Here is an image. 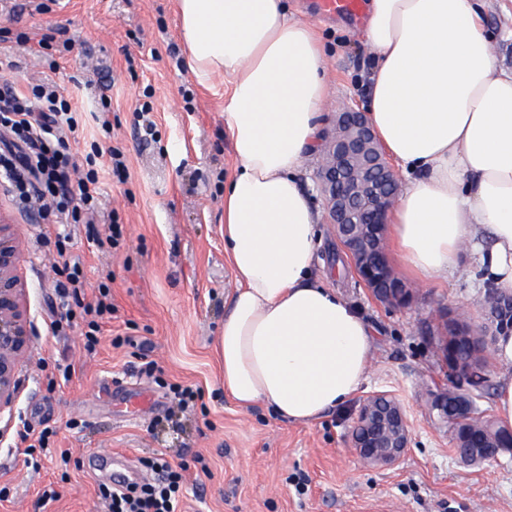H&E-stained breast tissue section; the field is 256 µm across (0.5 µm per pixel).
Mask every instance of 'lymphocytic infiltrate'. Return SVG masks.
Returning <instances> with one entry per match:
<instances>
[{
	"label": "lymphocytic infiltrate",
	"mask_w": 512,
	"mask_h": 512,
	"mask_svg": "<svg viewBox=\"0 0 512 512\" xmlns=\"http://www.w3.org/2000/svg\"><path fill=\"white\" fill-rule=\"evenodd\" d=\"M77 128L76 111L55 82L0 89V182L7 184L19 211H37L42 220L57 224L92 222L99 205V153L75 158L69 137ZM53 271L59 307L51 314L50 332H62L74 318H82L88 326L83 347L95 351L99 321L113 313L109 286L100 285L96 301L76 311L71 302L85 284L80 264L61 250ZM144 465L157 473L155 482L123 490L100 486L109 512H176L185 465L160 457Z\"/></svg>",
	"instance_id": "lymphocytic-infiltrate-1"
}]
</instances>
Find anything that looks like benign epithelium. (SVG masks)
Returning a JSON list of instances; mask_svg holds the SVG:
<instances>
[{
	"mask_svg": "<svg viewBox=\"0 0 512 512\" xmlns=\"http://www.w3.org/2000/svg\"><path fill=\"white\" fill-rule=\"evenodd\" d=\"M324 158L317 170V188L323 198L327 223L349 257L354 270L372 294L390 307L407 305V290L391 289L387 266L378 254L385 238L386 214L396 194V171L368 124L366 114L351 104L336 113L324 135ZM22 250L12 225L0 221V421L11 423L18 394L17 371L30 352L32 328L24 305L17 267ZM484 319L477 328H457L444 315L448 329L464 332L474 344L488 346L502 333L512 314V297L489 290L482 299ZM352 447L367 464L394 465L410 444L402 406L379 393L364 400L351 430ZM512 448H478L469 464L496 460Z\"/></svg>",
	"mask_w": 512,
	"mask_h": 512,
	"instance_id": "obj_1",
	"label": "benign epithelium"
}]
</instances>
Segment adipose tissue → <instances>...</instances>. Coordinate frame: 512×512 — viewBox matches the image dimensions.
I'll return each instance as SVG.
<instances>
[{"label": "adipose tissue", "instance_id": "ef3b65f1", "mask_svg": "<svg viewBox=\"0 0 512 512\" xmlns=\"http://www.w3.org/2000/svg\"><path fill=\"white\" fill-rule=\"evenodd\" d=\"M176 11L198 82L228 81L224 395L311 424L357 395L374 336L314 269L319 213L297 177L323 127L322 38L287 0H176ZM364 40L366 115L402 173L387 215L395 258L429 286L466 264L478 287L512 294V70L480 0H369Z\"/></svg>", "mask_w": 512, "mask_h": 512}]
</instances>
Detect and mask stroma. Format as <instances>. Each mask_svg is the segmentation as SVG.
Instances as JSON below:
<instances>
[{"label": "stroma", "instance_id": "obj_1", "mask_svg": "<svg viewBox=\"0 0 512 512\" xmlns=\"http://www.w3.org/2000/svg\"><path fill=\"white\" fill-rule=\"evenodd\" d=\"M0 22V51L18 63L0 72V84L25 87L54 77L81 114L71 143L77 156L91 145L123 147L128 178L103 177L93 225L71 224L67 255L79 260L84 302H95L109 282L112 318L100 322L94 353L83 349L87 329L75 319L65 333L46 324L56 305L52 264L57 225L16 212L0 195L22 243L18 274L26 286L32 348L19 367L14 420L0 439V512H107L99 486L128 465L144 479L147 458L188 466L177 512H512V461L461 463L451 433L433 417L432 393L450 383L433 331L440 312L465 308L480 319L482 289L466 276L453 286L413 283L414 300L392 308L361 285L342 254L330 224H321L316 267L374 330L372 357L359 398L312 424L280 422L265 408H241L224 397V367L214 352L233 276L224 256V181L234 159L224 129V77L199 84L178 36L175 0H53L48 12L25 9ZM484 21L497 38L503 68L512 69V0H484ZM365 22L337 16L319 23L328 47L330 83L323 103L336 113L365 98L361 63ZM65 31L51 51L57 72L16 37ZM112 108V131L92 119L101 98ZM153 106L152 136H143L134 109ZM118 220V249L98 248L97 238ZM153 361L157 369L145 374ZM70 367L67 383L49 387L57 367ZM197 390L191 413L167 419L173 387ZM388 393L403 406L410 446L390 469L366 465L350 444L360 397ZM145 408L132 414L129 399ZM57 434L49 453L29 464L23 426ZM71 460L60 467L61 452ZM57 501L42 504L46 485Z\"/></svg>", "mask_w": 512, "mask_h": 512}]
</instances>
